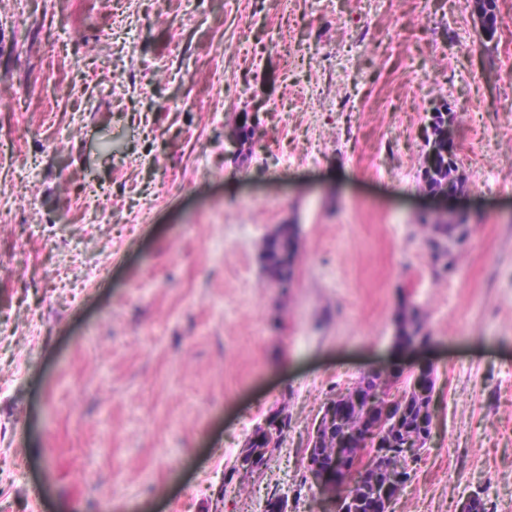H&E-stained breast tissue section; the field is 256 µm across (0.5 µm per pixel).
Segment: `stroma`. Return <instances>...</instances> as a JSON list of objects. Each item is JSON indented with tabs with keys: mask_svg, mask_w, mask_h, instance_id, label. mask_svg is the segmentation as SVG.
Instances as JSON below:
<instances>
[{
	"mask_svg": "<svg viewBox=\"0 0 512 512\" xmlns=\"http://www.w3.org/2000/svg\"><path fill=\"white\" fill-rule=\"evenodd\" d=\"M0 0V512H318L302 450L435 365L393 512H512V0ZM456 115L462 239L421 178ZM296 226L291 283L264 238ZM432 343H394L402 305ZM286 409L252 492L231 466ZM448 215H450L453 219L456 221L459 220H465L466 221V215L463 212L447 208L440 210L438 218L434 221V228L432 229V232H434L436 235L432 238H430L429 242L430 245L435 250H448V247L444 244V241H448V239L453 238L455 233H459V237H461L464 234V228L462 225L457 223H446L442 224L441 221L444 218L448 219Z\"/></svg>",
	"mask_w": 512,
	"mask_h": 512,
	"instance_id": "1",
	"label": "stroma"
}]
</instances>
